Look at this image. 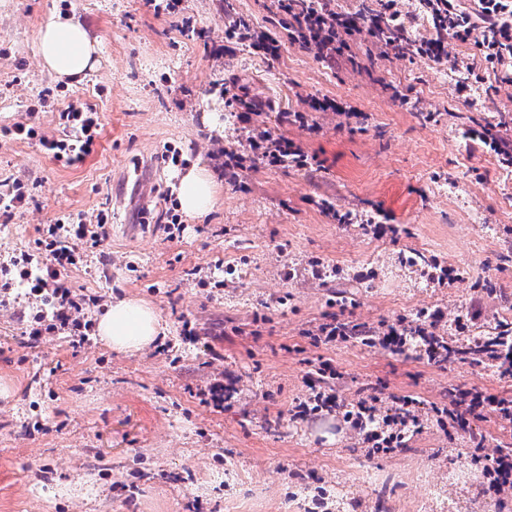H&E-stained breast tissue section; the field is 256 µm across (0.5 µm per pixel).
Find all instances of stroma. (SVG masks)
<instances>
[{
    "label": "stroma",
    "mask_w": 512,
    "mask_h": 512,
    "mask_svg": "<svg viewBox=\"0 0 512 512\" xmlns=\"http://www.w3.org/2000/svg\"><path fill=\"white\" fill-rule=\"evenodd\" d=\"M166 4L0 0V182L33 186L23 207L0 210V264L34 250L56 218L108 211L109 246L85 253L71 285L104 306L142 299L166 324L152 346L123 354L96 337L32 340L27 301L0 309V512H512V497L483 493L472 461L471 433L487 454L512 445V423L493 410L470 431L430 421L405 447L374 454L334 416H293L325 363L345 402L373 394L384 410L404 395L440 405L455 389L512 399V377L487 364L309 335L333 319L356 330L435 308L478 314L467 332L439 327L452 346L512 327V167L464 136L481 125L512 140V82L485 69L471 41L446 38L457 69L419 54L438 36L425 0H396L412 50L383 54L363 30L331 63L290 42L276 0ZM53 9L101 44L81 82L40 64ZM239 19L250 38L233 31ZM260 33L276 53L254 46ZM324 98L351 116L312 111ZM246 101L260 110L244 112ZM72 102L103 124L84 162L5 134L30 121L56 133ZM252 128L300 147L308 166L221 167L220 151H242ZM196 163L223 168L220 198L167 233L177 174ZM380 214L396 234L364 228ZM208 266L217 282L203 286L194 271ZM448 268L456 283L439 285ZM217 380L220 407L207 393Z\"/></svg>",
    "instance_id": "obj_1"
}]
</instances>
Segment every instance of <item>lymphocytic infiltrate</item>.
<instances>
[{"label":"lymphocytic infiltrate","instance_id":"obj_1","mask_svg":"<svg viewBox=\"0 0 512 512\" xmlns=\"http://www.w3.org/2000/svg\"><path fill=\"white\" fill-rule=\"evenodd\" d=\"M478 13L460 10L458 0H427L437 29L451 32L453 38L474 42L487 67L497 68L512 58V0H476ZM280 10L293 20L291 42L315 49L319 57L335 59L347 47L346 34L352 33L353 21L339 17L330 0H277ZM59 133L49 135L33 124L18 123L8 133L19 141H38L42 150L56 161L71 165L82 162L94 150L100 134L97 113L80 104H69L60 114ZM248 156H235V163H261L275 167L284 161L305 165L307 157L292 144L261 132L249 139ZM108 217L98 213L95 222L80 215L58 219L44 228L36 249L0 267V306H9L8 295L24 289L39 305L28 324L32 337L57 336L74 344L88 342L92 323L88 308L96 304L94 296L76 292L65 274L77 266L82 248L102 249L108 239ZM444 314L435 310L424 313L423 321L412 328L399 324L383 325L381 330L367 331L364 340L394 353L414 350L431 361H439L448 346L440 341L435 329ZM326 412L342 418L372 451H391L405 444L408 433L419 430L423 408L420 401L406 396L399 399L393 413L377 406L369 395L354 403L344 402L333 389L312 390L309 402L299 404L295 415L304 419L312 412Z\"/></svg>","mask_w":512,"mask_h":512}]
</instances>
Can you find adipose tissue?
Masks as SVG:
<instances>
[{
  "instance_id": "obj_1",
  "label": "adipose tissue",
  "mask_w": 512,
  "mask_h": 512,
  "mask_svg": "<svg viewBox=\"0 0 512 512\" xmlns=\"http://www.w3.org/2000/svg\"><path fill=\"white\" fill-rule=\"evenodd\" d=\"M38 55L43 68L57 79L78 81L97 67L101 46L78 19L53 10L41 25ZM178 179L177 197L186 215L198 217L216 205L218 187L207 168L192 166ZM97 330L100 341L111 350L133 353L153 344L164 327L154 307L123 298L108 306Z\"/></svg>"
}]
</instances>
